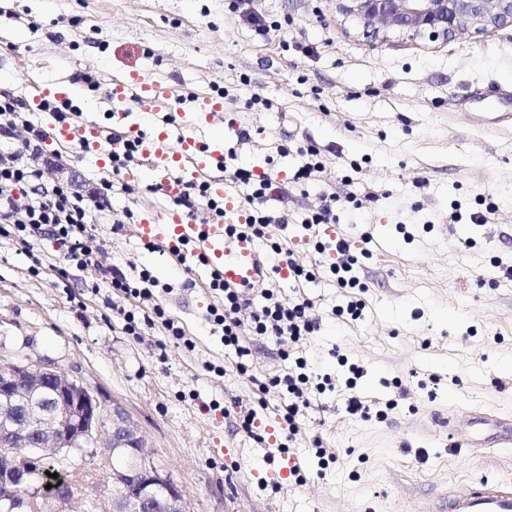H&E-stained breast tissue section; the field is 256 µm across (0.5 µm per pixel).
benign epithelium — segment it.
I'll return each mask as SVG.
<instances>
[{
    "mask_svg": "<svg viewBox=\"0 0 512 512\" xmlns=\"http://www.w3.org/2000/svg\"><path fill=\"white\" fill-rule=\"evenodd\" d=\"M336 11L357 24L370 44L394 35L448 41L512 24V0H335ZM103 448L126 453L128 469L112 474L110 512H183V491L158 469L139 425L118 405L107 408L83 380L40 359L0 358V512H45L38 493L14 489L32 483L41 458H78ZM54 512H78L58 490Z\"/></svg>",
    "mask_w": 512,
    "mask_h": 512,
    "instance_id": "1",
    "label": "benign epithelium"
}]
</instances>
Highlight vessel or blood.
<instances>
[{
    "instance_id": "obj_1",
    "label": "vessel or blood",
    "mask_w": 512,
    "mask_h": 512,
    "mask_svg": "<svg viewBox=\"0 0 512 512\" xmlns=\"http://www.w3.org/2000/svg\"><path fill=\"white\" fill-rule=\"evenodd\" d=\"M104 100L115 117L111 131L73 115L49 124V139L77 144L83 152L104 147L112 152L120 151L129 138L122 125L125 114L129 109H137L152 119L151 134L139 138L144 170L166 197L177 198L184 183L201 181L207 185L211 198L223 203L224 215L216 220L195 218L176 208L154 207L144 213L139 224L144 239L160 246L183 269H191L193 259H204L210 271L232 287H260L274 272L287 277V261L271 264L253 239L229 233L233 225L244 222L245 214L224 179L211 174L212 166L223 165L222 153L208 151L197 136L200 127L222 117V96L198 97L194 113L178 124L172 119V95L167 83L131 72L109 79ZM172 135L179 142L178 151L169 156L160 155L158 141ZM479 424V419H469L467 430L461 434L466 447L512 445L511 419L495 418L484 432L479 431ZM437 512H512V485L483 477L452 488L441 499Z\"/></svg>"
}]
</instances>
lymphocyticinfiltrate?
I'll use <instances>...</instances> for the list:
<instances>
[{
  "label": "lymphocytic infiltrate",
  "instance_id": "obj_1",
  "mask_svg": "<svg viewBox=\"0 0 512 512\" xmlns=\"http://www.w3.org/2000/svg\"><path fill=\"white\" fill-rule=\"evenodd\" d=\"M29 107L27 103L7 93H0V141L10 144L9 157H0V237L24 241L32 230L47 226L52 232L69 243L65 255L66 261L79 268L93 263L97 250L95 239L87 231L88 224L96 219V208L91 200L67 184L56 185L46 194H27L29 185L42 180L43 170L34 163L43 151L48 138L44 126L26 119ZM232 180L246 187L247 192L239 201L245 210V221L236 225L234 234L248 236L266 242L274 254H281V245L273 241L270 228L279 223L280 218L266 210L263 203L266 193L272 187L268 173L257 174L244 168L234 169ZM335 218L330 205L310 212L303 220L305 229L311 230L308 242L318 253L333 254L334 259L329 270L342 288H357L361 282L357 274L358 258L354 252V243L343 237L325 239L315 235L314 230L323 224L334 223ZM104 282L112 290L124 293L142 305H152L153 313L159 318L167 335L174 344L191 347L181 327L166 318L162 306L154 302L151 286L153 277L141 272L138 280H130L120 268L105 270ZM264 302L254 306L248 291L239 288H225L223 309H211V320L220 328L225 347L234 350L238 359L237 369L247 373L245 362L250 354L246 339L250 336L287 337L289 342H299L313 335L317 321L312 316V304L303 298L290 301L282 299L275 289H262ZM251 308L249 323L237 320L236 314L241 308ZM288 362L285 373L255 379L254 384L261 394L277 393L287 397L283 409V420L288 426L289 437L299 432L297 419L303 409L309 408L313 397L335 390L331 375H313L307 360L295 355L294 351L283 352Z\"/></svg>",
  "mask_w": 512,
  "mask_h": 512
}]
</instances>
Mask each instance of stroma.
Instances as JSON below:
<instances>
[{
  "instance_id": "obj_1",
  "label": "stroma",
  "mask_w": 512,
  "mask_h": 512,
  "mask_svg": "<svg viewBox=\"0 0 512 512\" xmlns=\"http://www.w3.org/2000/svg\"><path fill=\"white\" fill-rule=\"evenodd\" d=\"M281 21L261 40L252 16ZM300 43L282 51L279 42ZM136 71L166 77L175 113L191 114L203 93H224V118L204 141L234 150L255 171L294 172L315 145L321 177L272 189L266 206L287 216L285 248L315 281H275L283 299L304 297L320 322L298 345L315 372L344 383L348 358L363 370L355 393L369 418L349 415L342 392L313 399L289 455L304 484L280 480V458L238 428L234 409L280 416L276 394L252 377L285 371V343L250 337L248 375L213 329L221 307L207 267L183 273L133 230L148 205H166L150 178L113 189L90 225L97 264L129 277L149 272L157 302L193 346L166 342L161 323L123 329L124 294L94 290L93 270L64 260L46 232L0 239V357L46 359L80 375L139 424L151 455L181 487L187 512H434L448 488L490 477L512 482V448H464L434 416L478 412L512 417V126H485L482 112L512 84V24L448 42L402 38L367 45L333 0H0V92L31 101L33 83L71 82L70 100L112 123L98 92L79 80ZM259 105H251V98ZM247 130L249 139L238 136ZM62 160L84 193L107 182L94 156L46 141L40 165ZM331 201L339 233L353 239L361 291L338 287L325 259L301 245L302 218ZM487 221L451 222L453 204ZM52 261L44 272L35 258ZM363 299L357 322L337 315ZM396 400L385 418L376 410ZM327 461H319L316 448ZM122 456L77 463L90 493L111 488Z\"/></svg>"
}]
</instances>
